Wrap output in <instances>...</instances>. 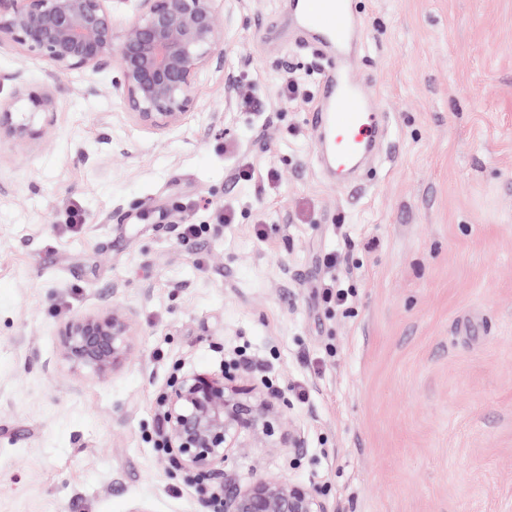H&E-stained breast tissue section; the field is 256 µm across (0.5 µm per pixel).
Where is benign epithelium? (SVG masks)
Instances as JSON below:
<instances>
[{
	"instance_id": "benign-epithelium-1",
	"label": "benign epithelium",
	"mask_w": 512,
	"mask_h": 512,
	"mask_svg": "<svg viewBox=\"0 0 512 512\" xmlns=\"http://www.w3.org/2000/svg\"><path fill=\"white\" fill-rule=\"evenodd\" d=\"M112 0H0V38L8 37L50 62L57 72L120 69L115 90L142 124L157 130L180 126L199 92L202 71L224 67L227 29L220 0H134L135 17L117 27ZM14 97L0 100V136L16 143L38 139V114L54 112L47 91L29 89L22 73H0ZM25 101L22 112L15 102ZM137 328L129 311L112 306L67 322L62 357L104 377L126 359ZM281 393L253 383L236 365L218 372L176 377L160 399L163 438L182 473L222 480L214 493L218 512H330L314 486L279 476L249 483L235 477L233 451L248 442L269 448L305 447L299 429L285 428L276 402Z\"/></svg>"
}]
</instances>
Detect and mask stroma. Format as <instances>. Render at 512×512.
Returning a JSON list of instances; mask_svg holds the SVG:
<instances>
[{
    "label": "stroma",
    "mask_w": 512,
    "mask_h": 512,
    "mask_svg": "<svg viewBox=\"0 0 512 512\" xmlns=\"http://www.w3.org/2000/svg\"><path fill=\"white\" fill-rule=\"evenodd\" d=\"M287 4L224 0V66L164 132L119 70L0 42L56 110L0 141V512H208L209 481L154 446L159 398L235 350L306 439L241 449L240 482L284 474L330 512H512V0H361L357 78L389 124L347 189L314 155L328 66ZM112 305L130 358L72 371L65 323Z\"/></svg>",
    "instance_id": "stroma-1"
}]
</instances>
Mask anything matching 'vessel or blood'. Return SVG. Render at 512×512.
<instances>
[{"mask_svg": "<svg viewBox=\"0 0 512 512\" xmlns=\"http://www.w3.org/2000/svg\"><path fill=\"white\" fill-rule=\"evenodd\" d=\"M290 8L301 28L313 36L314 48L332 59L310 121L320 134L318 156L341 175L372 152L387 118L353 76L349 48L360 18L353 0H291Z\"/></svg>", "mask_w": 512, "mask_h": 512, "instance_id": "1", "label": "vessel or blood"}]
</instances>
